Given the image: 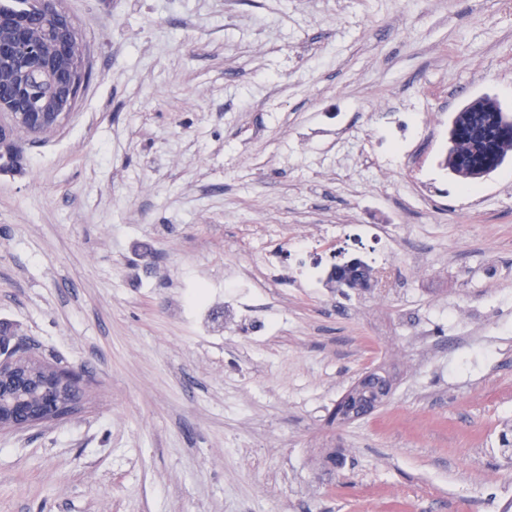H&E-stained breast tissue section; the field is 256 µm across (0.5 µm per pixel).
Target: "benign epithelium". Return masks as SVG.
Wrapping results in <instances>:
<instances>
[{"label":"benign epithelium","instance_id":"7a95c632","mask_svg":"<svg viewBox=\"0 0 512 512\" xmlns=\"http://www.w3.org/2000/svg\"><path fill=\"white\" fill-rule=\"evenodd\" d=\"M51 2L57 34L64 41L75 23L62 0ZM0 57L16 68L14 80L0 86V113L9 117L6 122L0 119V174L15 175L27 167V153L18 133L40 137L61 127L78 105L90 66L86 56L72 57L64 47L53 58L43 57L39 44L29 35L0 43ZM35 65L52 83L51 94L38 104L31 102ZM331 276L345 288L375 285V275L364 273L355 258L331 271ZM36 365L27 342L12 343L0 332V432L61 422L69 417L67 409L80 400L83 383L77 373L46 367L39 377L30 372Z\"/></svg>","mask_w":512,"mask_h":512}]
</instances>
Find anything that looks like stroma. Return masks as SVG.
<instances>
[{"mask_svg":"<svg viewBox=\"0 0 512 512\" xmlns=\"http://www.w3.org/2000/svg\"><path fill=\"white\" fill-rule=\"evenodd\" d=\"M62 5L91 77L0 174V326L85 384L0 432V512H512V159L442 165L464 104L512 112V0ZM353 257L374 288L305 287Z\"/></svg>","mask_w":512,"mask_h":512,"instance_id":"stroma-1","label":"stroma"}]
</instances>
